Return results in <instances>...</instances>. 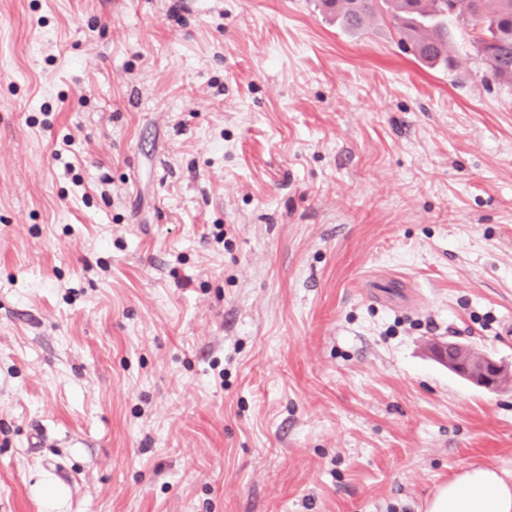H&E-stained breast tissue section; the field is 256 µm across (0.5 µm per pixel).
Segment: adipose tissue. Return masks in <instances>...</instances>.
<instances>
[{
    "mask_svg": "<svg viewBox=\"0 0 512 512\" xmlns=\"http://www.w3.org/2000/svg\"><path fill=\"white\" fill-rule=\"evenodd\" d=\"M425 512H512V483L492 468L472 466L438 486Z\"/></svg>",
    "mask_w": 512,
    "mask_h": 512,
    "instance_id": "1",
    "label": "adipose tissue"
}]
</instances>
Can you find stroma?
I'll use <instances>...</instances> for the list:
<instances>
[{
  "label": "stroma",
  "mask_w": 512,
  "mask_h": 512,
  "mask_svg": "<svg viewBox=\"0 0 512 512\" xmlns=\"http://www.w3.org/2000/svg\"><path fill=\"white\" fill-rule=\"evenodd\" d=\"M318 0H0V512H424L512 481V83ZM69 153H61L64 141ZM432 357L467 382L495 392L503 378L512 379V363L477 352L459 342L438 341L432 345ZM425 512H512V483L492 468L471 466L438 486Z\"/></svg>",
  "instance_id": "1"
}]
</instances>
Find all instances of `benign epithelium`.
Masks as SVG:
<instances>
[{
	"mask_svg": "<svg viewBox=\"0 0 512 512\" xmlns=\"http://www.w3.org/2000/svg\"><path fill=\"white\" fill-rule=\"evenodd\" d=\"M432 357L467 382L494 392L502 379H512V363L477 352L459 342L438 341L432 345Z\"/></svg>",
	"mask_w": 512,
	"mask_h": 512,
	"instance_id": "benign-epithelium-1",
	"label": "benign epithelium"
}]
</instances>
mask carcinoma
<instances>
[{
    "label": "carcinoma",
    "mask_w": 512,
    "mask_h": 512,
    "mask_svg": "<svg viewBox=\"0 0 512 512\" xmlns=\"http://www.w3.org/2000/svg\"><path fill=\"white\" fill-rule=\"evenodd\" d=\"M322 7L345 29L358 32L368 21L386 13L401 40L416 57L431 67H448L454 58L448 35V19L472 30L484 23H498L493 44L475 40L491 74L512 81V0H321Z\"/></svg>",
    "instance_id": "1"
}]
</instances>
